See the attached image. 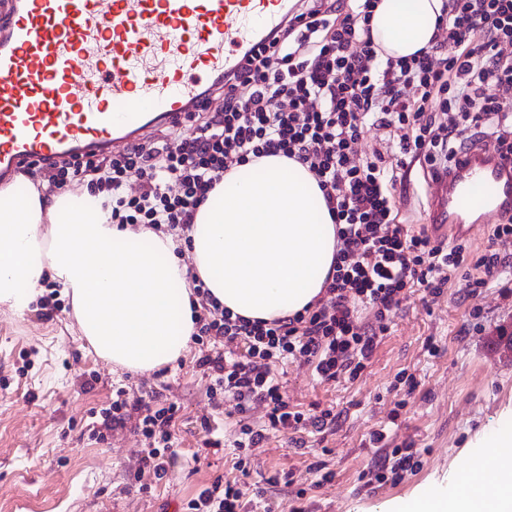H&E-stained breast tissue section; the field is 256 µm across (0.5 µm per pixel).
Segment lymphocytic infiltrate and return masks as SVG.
<instances>
[{
    "label": "lymphocytic infiltrate",
    "mask_w": 512,
    "mask_h": 512,
    "mask_svg": "<svg viewBox=\"0 0 512 512\" xmlns=\"http://www.w3.org/2000/svg\"><path fill=\"white\" fill-rule=\"evenodd\" d=\"M376 0H300L272 46L248 60L242 76L225 77L224 108L202 116L190 134L134 144L99 160L69 156L45 164L48 182L72 190L97 188L113 224H139L185 233L198 207L230 170L281 155L308 167L336 224V253L320 293L287 318L250 320L224 310L204 282L189 275L201 307L191 339L214 346L197 359L211 380L209 400L232 399L238 421L231 468L250 472L254 452L273 435L294 447L326 434L337 415L307 414L290 403L278 368L288 361L311 368L317 381L355 380L371 362L408 292L444 296L452 276L474 289L498 282L505 261L498 249L512 239V218L494 225L483 249L433 240L426 225L402 224L396 186L406 159L430 174L448 168L463 150L492 152L512 163V0H446L445 21L430 49L406 59H382L369 35ZM446 57H437L442 46ZM393 130L399 158L388 174L383 152L360 161L354 146L367 128ZM142 179L137 195L123 191L129 172ZM264 420H249L253 407ZM180 408L112 395L92 423L93 436L131 428L150 440L137 453L140 491L167 475ZM380 453L375 482L404 480L419 468L412 448H389L385 430L370 434ZM238 479L201 487L189 512H250Z\"/></svg>",
    "instance_id": "lymphocytic-infiltrate-1"
}]
</instances>
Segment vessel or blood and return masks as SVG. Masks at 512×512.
I'll use <instances>...</instances> for the list:
<instances>
[{
  "label": "vessel or blood",
  "mask_w": 512,
  "mask_h": 512,
  "mask_svg": "<svg viewBox=\"0 0 512 512\" xmlns=\"http://www.w3.org/2000/svg\"><path fill=\"white\" fill-rule=\"evenodd\" d=\"M292 10L293 0H11L0 28V175L187 122ZM434 186L436 236L470 235L476 211L512 215V172L489 154Z\"/></svg>",
  "instance_id": "vessel-or-blood-1"
}]
</instances>
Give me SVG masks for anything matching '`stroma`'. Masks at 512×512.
Masks as SVG:
<instances>
[{"label": "stroma", "mask_w": 512, "mask_h": 512, "mask_svg": "<svg viewBox=\"0 0 512 512\" xmlns=\"http://www.w3.org/2000/svg\"><path fill=\"white\" fill-rule=\"evenodd\" d=\"M406 171L410 185L400 200L402 220L428 223L422 167L411 160ZM509 324L511 294L495 285L471 293L468 278L459 275L437 302L408 293L389 335L355 381L321 384L298 363L286 365L282 382L291 402L307 409L331 405L340 414L325 440L334 477L312 488V455L296 453L280 435L258 449L248 485L282 504L295 486L307 485L310 512H386L452 486L468 471L495 482L496 465L483 441L491 431L512 429V358L499 352V331ZM201 351L192 343L158 370L131 373L98 357L80 333L69 297L31 303L21 315L0 304V512H182L202 485L230 475L223 454L195 456L201 416H213L226 434L235 424L232 402L217 411L211 407L210 379L196 366ZM402 371L415 375V390L397 383ZM118 387L132 398L155 391L161 402L183 408L177 454L148 497L131 486L135 453L146 439L118 429L99 441L89 431L91 410L108 407ZM400 400L406 406L398 422L390 423L389 411ZM379 426L391 445L410 444L421 454V469L395 486H369L363 478L376 454L366 437ZM288 472L293 485H268V477Z\"/></svg>", "instance_id": "1"}]
</instances>
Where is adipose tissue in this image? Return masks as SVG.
I'll list each match as a JSON object with an SVG mask.
<instances>
[{
  "label": "adipose tissue",
  "mask_w": 512,
  "mask_h": 512,
  "mask_svg": "<svg viewBox=\"0 0 512 512\" xmlns=\"http://www.w3.org/2000/svg\"><path fill=\"white\" fill-rule=\"evenodd\" d=\"M443 0H378L370 28L383 56L428 48ZM188 246L193 263L177 251ZM336 226L307 167L269 156L234 169L196 212L186 237L107 223L90 193L18 194L0 183V303L28 309L46 281H60L82 336L117 367L150 373L180 358L193 331L188 273L250 319L285 318L320 292ZM498 477L466 491L420 496L401 512H512V456Z\"/></svg>",
  "instance_id": "1"
}]
</instances>
